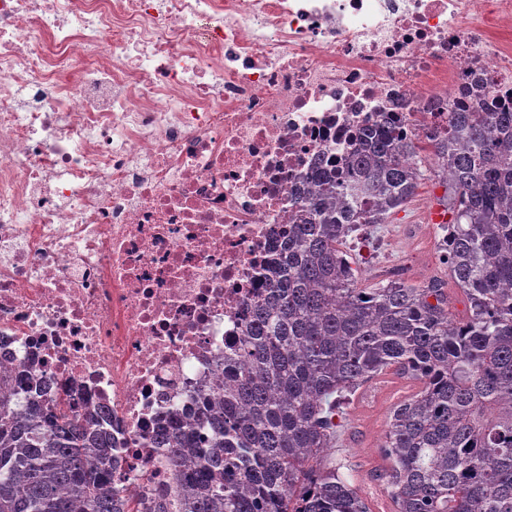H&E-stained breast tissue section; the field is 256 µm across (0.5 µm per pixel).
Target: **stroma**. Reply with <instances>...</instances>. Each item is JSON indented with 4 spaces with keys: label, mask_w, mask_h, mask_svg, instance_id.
<instances>
[{
    "label": "stroma",
    "mask_w": 512,
    "mask_h": 512,
    "mask_svg": "<svg viewBox=\"0 0 512 512\" xmlns=\"http://www.w3.org/2000/svg\"><path fill=\"white\" fill-rule=\"evenodd\" d=\"M444 194V187L437 181L426 180L396 220L371 226L369 239L343 244V253L358 270L359 287L372 288L390 281L389 270L394 266L420 268L424 282L434 276L446 277L439 262L443 232L439 225L426 220ZM418 389L417 381L387 371L352 395L336 417V438L332 448L322 455L320 465H342L369 512H395L383 479L389 463L382 458L380 445L388 429L390 410Z\"/></svg>",
    "instance_id": "obj_1"
}]
</instances>
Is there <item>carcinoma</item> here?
Segmentation results:
<instances>
[{
  "mask_svg": "<svg viewBox=\"0 0 512 512\" xmlns=\"http://www.w3.org/2000/svg\"><path fill=\"white\" fill-rule=\"evenodd\" d=\"M448 138L424 148L384 122L295 192L268 292L224 381L196 393L187 421L162 427L173 483L152 512H368L348 478L314 466L348 396L387 370L421 384L390 411L381 444L396 512H512V112L482 99L452 112ZM446 185V281L357 287L340 251L387 224L425 179ZM0 512H141L112 486L108 425L44 398L27 369L0 374Z\"/></svg>",
  "mask_w": 512,
  "mask_h": 512,
  "instance_id": "carcinoma-1",
  "label": "carcinoma"
}]
</instances>
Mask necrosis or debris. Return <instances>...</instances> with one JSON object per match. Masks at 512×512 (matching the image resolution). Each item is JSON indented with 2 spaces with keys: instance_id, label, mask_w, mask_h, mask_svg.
<instances>
[{
  "instance_id": "1",
  "label": "necrosis or debris",
  "mask_w": 512,
  "mask_h": 512,
  "mask_svg": "<svg viewBox=\"0 0 512 512\" xmlns=\"http://www.w3.org/2000/svg\"><path fill=\"white\" fill-rule=\"evenodd\" d=\"M512 0H0V372L118 421L114 484L224 377L290 196L359 128L512 110Z\"/></svg>"
}]
</instances>
